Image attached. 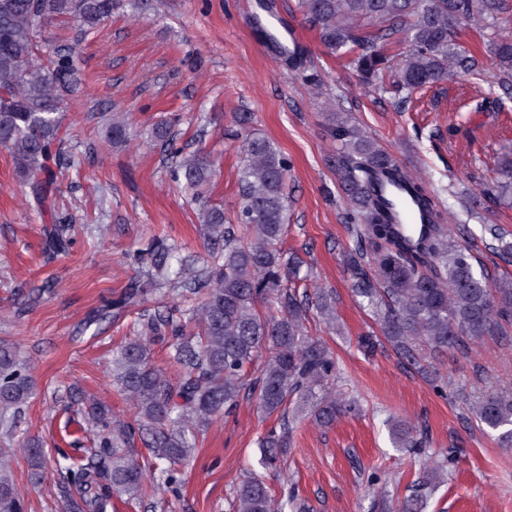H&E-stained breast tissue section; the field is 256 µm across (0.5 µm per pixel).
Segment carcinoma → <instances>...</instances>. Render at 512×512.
<instances>
[{
	"label": "carcinoma",
	"mask_w": 512,
	"mask_h": 512,
	"mask_svg": "<svg viewBox=\"0 0 512 512\" xmlns=\"http://www.w3.org/2000/svg\"><path fill=\"white\" fill-rule=\"evenodd\" d=\"M297 5L324 47L345 59L363 84L397 95L404 107L424 88L477 72L478 58L455 31L461 23L477 21L480 31L492 32L490 53L498 61L499 80L505 85L512 80V36L501 27V15L512 7L508 0H297ZM123 7L124 0H0V147L39 200L46 198L50 161L57 160L64 143L62 104L85 96L72 48L40 54L42 29L67 17L87 35ZM254 24L279 47L286 65L300 64L298 50L283 45L260 17ZM404 44L408 50L402 52ZM330 132L337 144L336 182L355 243L349 252L359 275L354 291L374 309L381 334L396 353L419 366L421 345L434 354L462 350L512 324V277L491 279L475 270L471 249L458 241L425 182L344 113H336ZM153 136L168 152L170 178L198 205L201 233L213 251L194 278L180 285L198 299L189 317L171 309L143 313L139 335L114 349L113 380L132 401L137 427L112 429L105 407H90L102 427L92 454L74 461L59 453L64 512H109L114 498L139 502L149 483L158 490L173 488L175 466L193 458L198 435L244 401L255 402L267 415L281 414L280 426L259 440V463L266 469L280 467L290 447L288 404L322 426L359 411L356 401L336 396V361L308 335L309 299L284 287L302 266L281 247L288 220V156L264 136L241 138L239 206L231 220L206 198L213 174L210 157L183 153L169 125L153 128ZM107 137L114 147L129 142L120 121H112ZM409 203L421 210L426 224L397 223L394 211ZM51 219L45 246L66 252L73 244L72 216L55 211ZM481 240L492 251L512 255V241L495 224L481 225ZM179 251L177 244L158 237L134 260L164 280L172 260L195 264L194 255ZM314 307L333 325L328 293L315 289ZM164 340L180 370L175 383L150 362L151 345ZM31 395L32 381L17 347L0 341V435H13ZM471 413L498 432L502 446L512 447V395H488ZM387 426L393 446L413 450L422 473L396 512H423L435 483L447 472L448 459L427 453L426 440L411 422L393 418ZM137 435L156 462L152 468L134 456L131 443ZM23 451L34 467L32 477L39 479L43 448L29 440ZM288 506L305 512L293 495L285 503L276 500L259 478L238 484L230 502L231 512H284ZM0 512H25L2 448Z\"/></svg>",
	"instance_id": "carcinoma-1"
}]
</instances>
